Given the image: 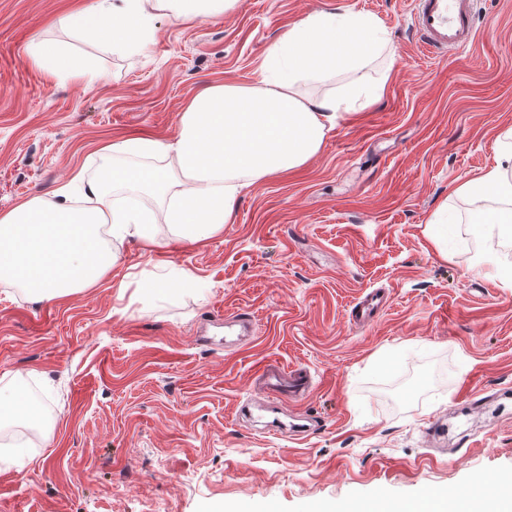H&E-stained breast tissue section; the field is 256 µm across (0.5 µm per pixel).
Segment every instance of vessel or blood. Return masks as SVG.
<instances>
[{
  "label": "vessel or blood",
  "mask_w": 512,
  "mask_h": 512,
  "mask_svg": "<svg viewBox=\"0 0 512 512\" xmlns=\"http://www.w3.org/2000/svg\"><path fill=\"white\" fill-rule=\"evenodd\" d=\"M477 0H412L413 27L420 36L422 50L429 54H443L473 41L476 32L474 16ZM384 293L372 291L358 299L352 308L359 324H367L384 303ZM259 377L267 389L269 401L265 407L272 418L266 421L269 432L284 430L294 435H308L313 429V419L304 417L288 425L277 418L275 411L282 399L301 401L314 389L310 373L300 367H287L278 363L266 364Z\"/></svg>",
  "instance_id": "vessel-or-blood-1"
}]
</instances>
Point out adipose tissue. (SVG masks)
Here are the masks:
<instances>
[{"mask_svg": "<svg viewBox=\"0 0 512 512\" xmlns=\"http://www.w3.org/2000/svg\"><path fill=\"white\" fill-rule=\"evenodd\" d=\"M236 2L91 0L63 24L113 50L140 52L152 41L156 18L212 19L233 10ZM387 44L386 31L367 15L321 12L292 24L279 40L266 78L203 88L185 102L174 139L112 142L99 153V177H74L59 189L57 200L31 198L0 213V282L62 297L96 284L111 269L117 256L105 236L120 241L135 235L152 245L161 224L176 226L194 242L222 232L243 188L303 166L320 151L341 105L365 106L381 97L384 80H366L358 72ZM30 56L55 75L100 76L91 61L53 42L36 43ZM338 72L356 75L341 94L308 97L297 90L300 80ZM500 143L495 165L455 189L486 224L504 221L487 211L488 201L512 205V128L501 132ZM157 155L163 166H140V159ZM118 188L169 192L173 198L151 211L133 200L114 203L110 192ZM502 497L495 489H463L404 503L400 512H481V502Z\"/></svg>", "mask_w": 512, "mask_h": 512, "instance_id": "1", "label": "adipose tissue"}]
</instances>
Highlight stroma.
<instances>
[{
  "label": "stroma",
  "mask_w": 512,
  "mask_h": 512,
  "mask_svg": "<svg viewBox=\"0 0 512 512\" xmlns=\"http://www.w3.org/2000/svg\"><path fill=\"white\" fill-rule=\"evenodd\" d=\"M89 0H0V212L98 174V151L173 138L185 101L213 82L254 84L281 35L314 12L376 18L392 52L368 66L382 97L341 114L302 167L243 190L200 242L162 226L158 246L114 243L94 286L33 300L0 283V387L48 419L23 447L0 441L10 512H385L433 494L512 485V240L469 248L454 188L494 165L512 127V0H484L475 41L429 58L409 0H238L221 19L159 18L146 52L118 55L61 29ZM64 42L105 74L58 77L28 57ZM453 214V245L431 224ZM168 269L206 287L140 291ZM389 290L379 317H349ZM250 338L223 345L225 314ZM280 362L316 384L289 416L302 439L240 422ZM386 297L387 295L384 292L372 291L358 299L351 311L355 314L357 322L361 325L369 323L386 300Z\"/></svg>",
  "instance_id": "35a3bbf8"
}]
</instances>
